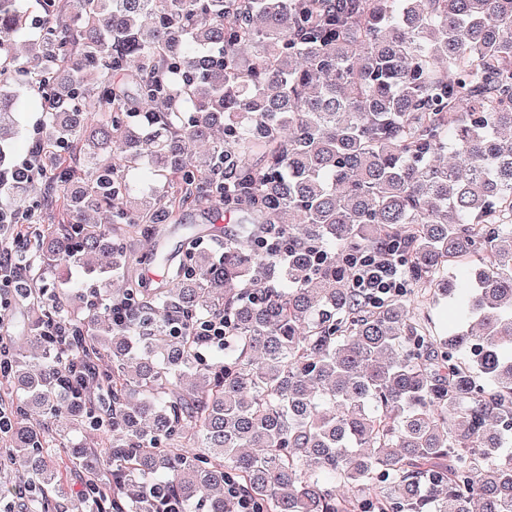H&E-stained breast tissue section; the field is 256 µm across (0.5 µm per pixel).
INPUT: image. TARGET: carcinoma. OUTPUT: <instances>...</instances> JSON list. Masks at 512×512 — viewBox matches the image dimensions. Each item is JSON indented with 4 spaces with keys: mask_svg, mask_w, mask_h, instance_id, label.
<instances>
[{
    "mask_svg": "<svg viewBox=\"0 0 512 512\" xmlns=\"http://www.w3.org/2000/svg\"><path fill=\"white\" fill-rule=\"evenodd\" d=\"M37 2L22 56L30 11L0 0V211L27 225L4 243L30 312L0 458L30 512H62L68 469L87 512H159L157 483L237 512L231 482L256 512H512V0ZM28 91L42 166L17 183ZM142 163L160 188L136 194ZM194 201L238 229L189 228L147 281L128 240ZM265 224L284 254L255 246ZM379 251L467 327L438 341L407 297H360L351 259ZM102 430L103 457L76 440ZM23 135L16 142L13 150V159L21 161L30 151L34 138V129L44 116V103L37 95L25 94L21 98Z\"/></svg>",
    "mask_w": 512,
    "mask_h": 512,
    "instance_id": "obj_1",
    "label": "carcinoma"
}]
</instances>
